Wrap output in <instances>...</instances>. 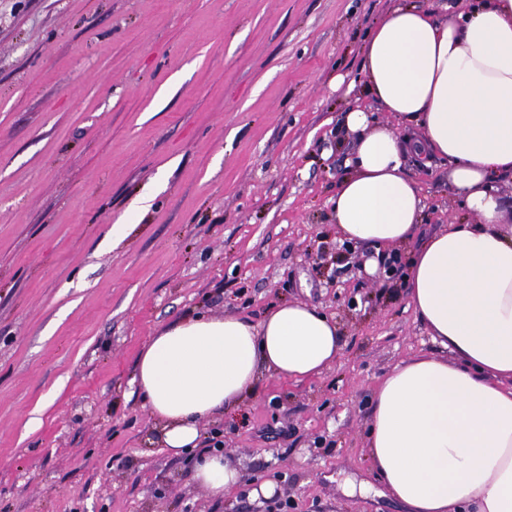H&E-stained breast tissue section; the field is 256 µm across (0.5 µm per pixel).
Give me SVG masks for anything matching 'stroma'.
<instances>
[{"mask_svg":"<svg viewBox=\"0 0 512 512\" xmlns=\"http://www.w3.org/2000/svg\"><path fill=\"white\" fill-rule=\"evenodd\" d=\"M393 5L0 0V512H399L347 485L377 481V384L441 349L385 261L473 217L447 162H412L413 240L338 239L345 86ZM295 301L339 321L342 356L203 423L242 480L210 498L162 448L137 357L182 317Z\"/></svg>","mask_w":512,"mask_h":512,"instance_id":"obj_1","label":"stroma"}]
</instances>
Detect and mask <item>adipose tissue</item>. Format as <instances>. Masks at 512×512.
<instances>
[{"instance_id": "1", "label": "adipose tissue", "mask_w": 512, "mask_h": 512, "mask_svg": "<svg viewBox=\"0 0 512 512\" xmlns=\"http://www.w3.org/2000/svg\"><path fill=\"white\" fill-rule=\"evenodd\" d=\"M361 70L393 121L360 108L342 119L355 146L329 199L340 238L387 248L413 237L424 207L414 159L448 160L455 198L477 217L444 225L408 264V303L443 354L406 360L376 386L372 468L407 512H512V213L498 187L512 175V0H477L453 20L395 7L368 33ZM342 352L336 319L309 304L258 322L200 314L150 337L134 383L178 454L264 374L313 379ZM194 478L215 498L240 484L219 452L199 453Z\"/></svg>"}]
</instances>
